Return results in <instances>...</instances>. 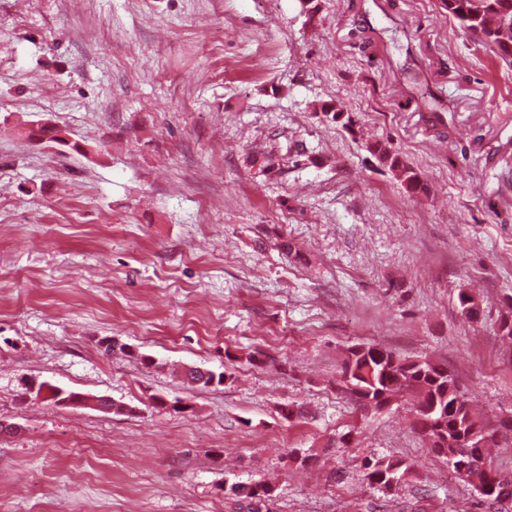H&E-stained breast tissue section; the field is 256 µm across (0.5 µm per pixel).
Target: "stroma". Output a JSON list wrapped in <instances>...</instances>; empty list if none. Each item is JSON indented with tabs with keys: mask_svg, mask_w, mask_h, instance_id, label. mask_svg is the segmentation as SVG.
<instances>
[{
	"mask_svg": "<svg viewBox=\"0 0 512 512\" xmlns=\"http://www.w3.org/2000/svg\"><path fill=\"white\" fill-rule=\"evenodd\" d=\"M44 122L82 152L25 137ZM511 310L512 64L440 0H0V512H232L234 482L273 512H485L412 397L358 408L340 370L431 356L499 428ZM373 454L416 473L383 494ZM369 152L395 174L407 192L417 193L423 191L424 183L420 173L409 166L398 153L392 152L386 145L378 141L369 146ZM224 491L234 499V512H272L273 489L264 483H234Z\"/></svg>",
	"mask_w": 512,
	"mask_h": 512,
	"instance_id": "1",
	"label": "stroma"
}]
</instances>
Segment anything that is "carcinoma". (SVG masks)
I'll return each mask as SVG.
<instances>
[{
    "label": "carcinoma",
    "mask_w": 512,
    "mask_h": 512,
    "mask_svg": "<svg viewBox=\"0 0 512 512\" xmlns=\"http://www.w3.org/2000/svg\"><path fill=\"white\" fill-rule=\"evenodd\" d=\"M442 4L464 31L478 36L503 59L512 60V0H442ZM322 113L351 129L353 117L340 107ZM369 152L395 174L407 192L423 191L420 173L399 154L378 141L369 146ZM457 301L463 314L478 315L480 306L472 294L461 290ZM183 378L208 387L224 383L226 373L193 367L183 371ZM341 379L353 397L374 404L376 410L401 395L413 396L416 428L450 471L473 485L483 503L493 506L512 499V476L499 471L497 479L490 477L494 466L485 448L488 438H496V431L485 430L474 417L466 394L443 364L428 356L401 362L382 346L358 344L351 347L342 365ZM361 472L371 488L387 492L407 482L415 468L402 459L372 455L362 460ZM226 494L234 499V512H272L273 489L263 483H234Z\"/></svg>",
    "instance_id": "carcinoma-1"
}]
</instances>
